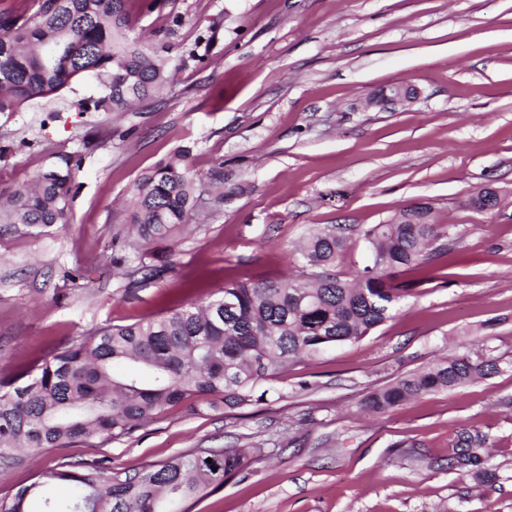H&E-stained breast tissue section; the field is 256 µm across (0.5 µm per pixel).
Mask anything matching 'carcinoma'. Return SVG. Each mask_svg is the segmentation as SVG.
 Listing matches in <instances>:
<instances>
[{
	"label": "carcinoma",
	"instance_id": "carcinoma-1",
	"mask_svg": "<svg viewBox=\"0 0 512 512\" xmlns=\"http://www.w3.org/2000/svg\"><path fill=\"white\" fill-rule=\"evenodd\" d=\"M131 1L142 13L168 2L35 0L32 13L0 9V112L54 95L78 76L94 75L103 86L98 98L80 104L83 112H126L163 90L169 61L129 39ZM81 164L78 153L58 156L0 202V224H68ZM233 194L224 191L222 161L206 182L173 159L144 173L134 188L128 227L143 279L173 269L172 245L203 202L220 204ZM498 203L492 189L470 199L477 209ZM429 214L428 205L418 204L395 223L315 231L300 247L303 265L294 278L233 281L213 299L87 331L48 355L23 382L0 383V466H12L18 448L41 452L67 441L130 435L179 404L193 409L219 400L232 409L263 401L268 391L257 392L259 383L328 348L362 340L402 300L437 279L427 266L447 252L438 240L448 238L449 226L432 223ZM353 233L367 243L370 262L347 278L337 267ZM498 369L484 343H474L370 393L363 406L383 414ZM490 460L488 436L478 430L463 427L449 444L448 469L470 477L476 490L498 482ZM246 464L236 448H201L123 477L76 464L45 475L72 489L66 501L46 499V512H185L178 504L223 486ZM40 487L37 482L0 497V512H26V500Z\"/></svg>",
	"mask_w": 512,
	"mask_h": 512
}]
</instances>
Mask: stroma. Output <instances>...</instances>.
Instances as JSON below:
<instances>
[{"instance_id":"1","label":"stroma","mask_w":512,"mask_h":512,"mask_svg":"<svg viewBox=\"0 0 512 512\" xmlns=\"http://www.w3.org/2000/svg\"><path fill=\"white\" fill-rule=\"evenodd\" d=\"M183 25L133 15L131 37L168 58L172 82L130 112H78L92 76L0 113V193L55 156H82L67 225L0 224V381L84 331L207 297L244 275L298 273L308 233L383 224L416 203L450 225L448 284L424 285L369 336L290 367L262 403L168 409L132 435L73 441L0 469V496L85 462L145 471L197 448L249 465L191 512H512V0H170ZM197 47L201 61L187 60ZM393 83L413 103L365 109ZM184 154L204 177L224 161L241 191L174 245L173 270L143 280L128 255L139 176ZM499 204H469L485 187ZM486 340L498 373L382 416L371 391ZM487 434L499 480L426 469L461 427Z\"/></svg>"}]
</instances>
